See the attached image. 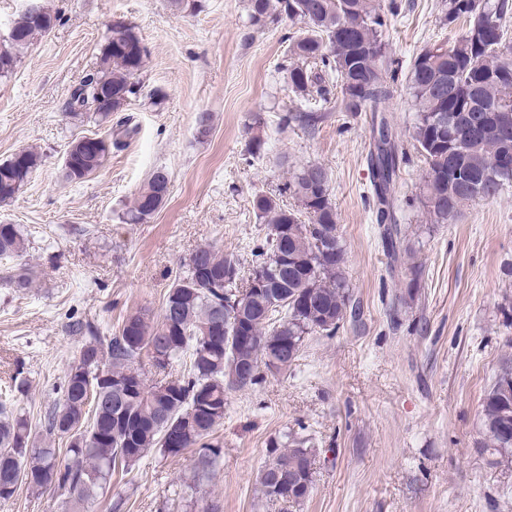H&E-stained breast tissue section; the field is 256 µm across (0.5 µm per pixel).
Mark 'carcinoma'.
I'll return each mask as SVG.
<instances>
[{"mask_svg":"<svg viewBox=\"0 0 512 512\" xmlns=\"http://www.w3.org/2000/svg\"><path fill=\"white\" fill-rule=\"evenodd\" d=\"M443 12L444 21L465 18L468 28L452 45L440 42L422 49L407 76L415 106L410 145L427 166L423 195L435 224L448 223L468 202L495 198L512 183V131L471 130L464 123L465 115L496 104L512 109V59L505 60L501 52L512 0H443ZM285 19L302 24L290 38L289 62L281 65L296 98V116L310 117L309 105L328 101L336 86L341 87L344 111H382L395 93V75L384 37L388 17L379 0H250L248 29H269ZM56 21L45 7L43 23L21 24L11 48L0 49V76L14 70V49L28 47ZM145 61L146 49L135 28L113 24L96 66L72 92L67 115L80 122L112 121V113L123 111L138 94L135 78ZM448 83L452 91H436ZM134 132L126 125L106 135L98 157L73 141L67 150L72 167L63 168L66 180L80 181L95 173ZM407 160L399 135L380 117L370 153L380 225L390 218L391 187ZM41 162V155L30 150L24 167L11 159L0 163V184L13 185L8 192L0 191V203L13 200ZM168 192L169 181L153 172L122 213V221L147 222ZM279 194L291 197L295 206L263 192L253 195V212L268 224V232L248 272L203 244L168 289L157 323L140 312L130 313L108 341L95 336L83 346L66 372L60 399L43 416L46 438H70L67 459H60L50 442L35 447L28 418L0 404V501L12 498L22 485L36 493L54 487L69 493L72 512H85L111 488L115 472H130L150 450L180 454V449L166 446L167 427L185 430L181 449L198 447L200 473L190 491H204L220 464L221 451L207 438L224 421L226 391L258 384L271 356L281 361L279 371L288 370L307 336H333L347 316V250L326 170L311 163L292 171ZM401 236L398 226L386 227L381 241L397 263L398 282L412 288L421 266L408 259ZM24 251L17 226L0 224V256ZM241 293L238 305L230 304ZM144 357L164 374L151 386L142 370ZM184 357L188 362L183 372L167 375ZM504 427L512 431L508 362L484 394L482 428L495 462L512 466V434L502 433ZM316 456L304 437L287 435L273 442L256 475L265 503H303L315 484Z\"/></svg>","mask_w":512,"mask_h":512,"instance_id":"cac0c4a2","label":"carcinoma"}]
</instances>
